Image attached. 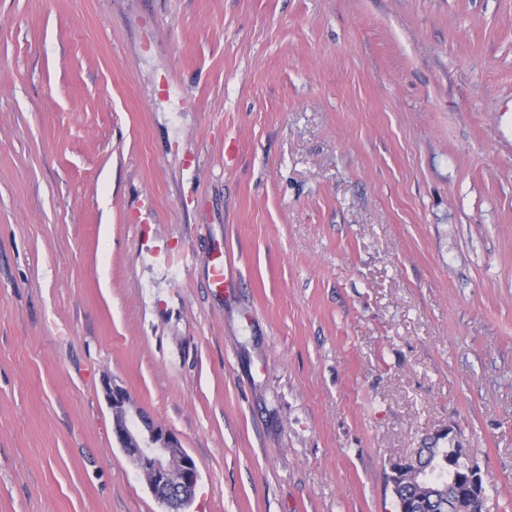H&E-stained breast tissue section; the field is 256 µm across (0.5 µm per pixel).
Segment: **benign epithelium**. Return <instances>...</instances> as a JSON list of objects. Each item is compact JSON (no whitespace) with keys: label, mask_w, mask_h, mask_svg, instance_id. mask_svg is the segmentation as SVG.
Masks as SVG:
<instances>
[{"label":"benign epithelium","mask_w":512,"mask_h":512,"mask_svg":"<svg viewBox=\"0 0 512 512\" xmlns=\"http://www.w3.org/2000/svg\"><path fill=\"white\" fill-rule=\"evenodd\" d=\"M104 391L113 412V435L120 447L168 512H182L198 483L196 462L172 429L154 422L139 409L129 410V395L123 386L108 379ZM453 486L452 512H485V488L476 465L454 477Z\"/></svg>","instance_id":"1"}]
</instances>
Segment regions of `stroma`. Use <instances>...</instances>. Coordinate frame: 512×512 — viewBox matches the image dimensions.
<instances>
[{"label":"stroma","mask_w":512,"mask_h":512,"mask_svg":"<svg viewBox=\"0 0 512 512\" xmlns=\"http://www.w3.org/2000/svg\"><path fill=\"white\" fill-rule=\"evenodd\" d=\"M108 379L185 512H512V0H0V512H163ZM104 391L113 412V435L120 447L144 475L154 496L167 506V512H182L198 483L196 462L172 429L139 409L130 412L129 395L123 386L108 379ZM431 458L443 464V460L448 462V469L452 470L454 477V502L451 512H485V488L481 473L475 463L462 464L461 458L456 459L457 468L460 471H466V476L457 477L454 466L448 461V455H452L451 448H429ZM392 493L396 499L398 509L402 512L404 511V508H400V505L403 503L406 505V509L411 512L433 511V505L431 503L432 499L424 497L419 487L415 484L402 483L399 481L397 483L396 491H392Z\"/></svg>","instance_id":"stroma-1"}]
</instances>
